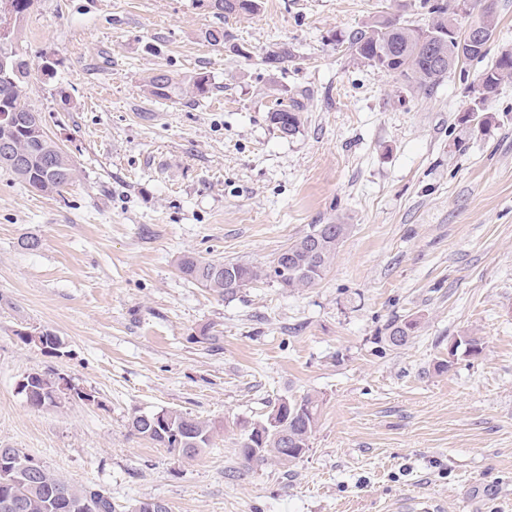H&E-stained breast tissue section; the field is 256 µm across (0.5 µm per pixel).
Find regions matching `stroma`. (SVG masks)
Returning <instances> with one entry per match:
<instances>
[{"label": "stroma", "mask_w": 512, "mask_h": 512, "mask_svg": "<svg viewBox=\"0 0 512 512\" xmlns=\"http://www.w3.org/2000/svg\"><path fill=\"white\" fill-rule=\"evenodd\" d=\"M421 2L261 0L222 20L205 0H34L17 47L57 65L28 101L80 179L51 197L0 172V446L102 486L116 512H512V78L483 130L465 120L512 50V0L484 59L428 96L343 42L382 14L426 26ZM219 24L239 53L204 39ZM283 45L292 58L269 69ZM161 69L181 83L167 100L145 86ZM199 73L203 98L184 89ZM296 101L285 139L269 114ZM336 221L351 232L310 288L262 278L224 296L178 268H265ZM408 316L414 336L388 346ZM27 328L62 355L24 344ZM465 335L483 354L449 357ZM33 371L98 401L30 407L16 383ZM306 393L322 405L303 458L245 463L242 423ZM159 408L214 422L211 447L177 457L131 431ZM509 77L512 78V51H504L494 64L480 75L477 86H480L482 91L478 103L484 105L495 95L501 82ZM417 320H394L386 328L384 341L391 347L400 348L406 346L417 328Z\"/></svg>", "instance_id": "stroma-1"}]
</instances>
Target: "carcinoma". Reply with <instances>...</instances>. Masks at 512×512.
I'll list each match as a JSON object with an SVG mask.
<instances>
[{"mask_svg":"<svg viewBox=\"0 0 512 512\" xmlns=\"http://www.w3.org/2000/svg\"><path fill=\"white\" fill-rule=\"evenodd\" d=\"M458 0H424L423 7L432 15L425 27L401 24L385 15L377 16L366 28L352 33L348 49L368 66L398 76L420 94L430 95L463 61L483 59L488 46L479 45L459 52L463 31L458 29L456 7ZM480 5L477 21L482 23L488 37L497 26L496 0H474ZM209 6L220 17L253 14L259 9L258 0H209ZM18 28H13L9 43H0V170L13 175L31 190L53 195L78 178L71 157L43 129L39 114L26 97V87L33 69L45 77L54 75L56 62L28 61L13 49ZM204 38L214 46L230 45L232 36L222 26L205 30ZM512 78V51H504L494 64L478 79L482 88L479 102L492 98L501 82ZM209 78L201 73L189 81L188 91L203 97L210 92ZM176 89L173 77L159 71L147 81L150 95L169 99ZM303 106L295 103L270 113V121L285 137H293L301 126ZM350 233L348 224H316L312 231L278 253L267 272L245 262L202 261L191 255L180 259L181 273L211 289L229 296L265 276L283 288L312 287L332 265L336 252ZM417 328V320L402 319L386 328L384 341L391 347L408 344ZM468 354L477 357L483 343L477 336H463L455 348L448 351L456 356L460 345ZM31 386L27 404L33 408L60 404L63 391L60 377L42 372L25 375ZM320 400L306 394L300 398H284L262 419L245 425L239 454L247 462L265 463L269 460L293 463L309 450L310 440L319 422ZM158 422L150 424L155 415ZM148 419L133 416L131 430L167 449L171 454L192 458L210 447L216 431L214 423L178 410L161 408L147 412ZM35 470L34 478L26 483L13 481L0 467V503L7 499L22 502L21 512H67L66 505H84V512H116L112 496L103 488L92 485L75 486L50 471L38 458L16 448Z\"/></svg>","mask_w":512,"mask_h":512,"instance_id":"obj_1","label":"carcinoma"}]
</instances>
